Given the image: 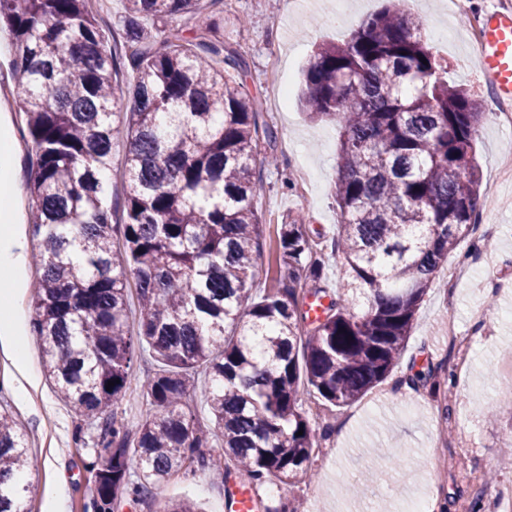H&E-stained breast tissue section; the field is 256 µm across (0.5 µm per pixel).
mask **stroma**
Segmentation results:
<instances>
[{
	"instance_id": "1",
	"label": "stroma",
	"mask_w": 512,
	"mask_h": 512,
	"mask_svg": "<svg viewBox=\"0 0 512 512\" xmlns=\"http://www.w3.org/2000/svg\"><path fill=\"white\" fill-rule=\"evenodd\" d=\"M226 0L224 40L239 49L247 83L263 102L261 120L277 132L278 165L262 168L256 206L264 223L302 212L310 231L333 235L341 221L334 195L338 125L311 120L298 101L301 69L321 44H340L382 0ZM444 0H406V9L427 25L428 43L448 64L449 83L468 89L492 111L495 99L479 83L474 46L464 16L443 9ZM487 187L480 198L483 221L449 258L462 268L454 288L435 276L421 302L399 365L390 376L351 406H320L310 421L327 425L325 453L312 457L310 481L262 489L278 512H405L415 498L438 496L446 512H492L495 498L512 499V179L497 177L496 160L512 152V129L485 121L475 141ZM310 175L301 196L296 164ZM453 322L472 347L462 366L444 336ZM433 368L453 376L447 424L437 419L441 399L429 389L397 394L410 368ZM22 381L16 359L0 350V405L13 415L29 441L36 463L30 470L29 512H84L92 496L91 458L74 437L84 421L57 395L45 370L25 383L26 401L15 389ZM23 382V381H22ZM360 485L342 493L344 478ZM59 484L54 500L45 488ZM186 500L200 512H224V477L205 471L176 475L143 501L125 500L119 512H162Z\"/></svg>"
}]
</instances>
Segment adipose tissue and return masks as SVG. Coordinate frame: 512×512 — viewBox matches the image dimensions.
<instances>
[{
    "label": "adipose tissue",
    "instance_id": "adipose-tissue-1",
    "mask_svg": "<svg viewBox=\"0 0 512 512\" xmlns=\"http://www.w3.org/2000/svg\"><path fill=\"white\" fill-rule=\"evenodd\" d=\"M15 137L4 115L0 114V348L22 363L27 376L36 370L28 359L23 313L14 305V291L4 278L20 276L28 264V248L16 221L13 199L18 188L14 169Z\"/></svg>",
    "mask_w": 512,
    "mask_h": 512
}]
</instances>
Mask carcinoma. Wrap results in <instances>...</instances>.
<instances>
[{
	"mask_svg": "<svg viewBox=\"0 0 512 512\" xmlns=\"http://www.w3.org/2000/svg\"><path fill=\"white\" fill-rule=\"evenodd\" d=\"M91 2L0 0L14 100L36 156L27 180L39 272L33 332L62 399L87 425L106 421L82 442L97 477L85 509L115 512L179 473L218 471L256 492L305 482L327 435L305 401L348 406L390 375L433 276L476 226L474 144L489 113L448 84L425 21L404 0H386L303 69L304 110L342 128L336 237L317 242L302 215L288 214L268 240L254 174L278 162L277 136L259 122L245 60L224 44L214 14L201 0H125L116 51ZM122 68L133 74L125 87ZM120 140L119 195L98 174ZM265 254L273 276L257 294ZM333 258L345 277L330 292L321 282ZM311 298L328 300L315 319ZM138 351L161 369L135 378ZM201 366L219 455L212 431L185 410ZM411 381L448 396L432 371ZM133 388L159 409L135 425L115 411ZM31 466L24 434L0 408V512H28L15 475Z\"/></svg>",
	"mask_w": 512,
	"mask_h": 512,
	"instance_id": "cac0c4a2",
	"label": "carcinoma"
}]
</instances>
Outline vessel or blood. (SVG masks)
Returning <instances> with one entry per match:
<instances>
[{
    "label": "vessel or blood",
    "mask_w": 512,
    "mask_h": 512,
    "mask_svg": "<svg viewBox=\"0 0 512 512\" xmlns=\"http://www.w3.org/2000/svg\"><path fill=\"white\" fill-rule=\"evenodd\" d=\"M480 77L500 104L512 105V0H502L499 8L482 19V38L475 48ZM255 494L234 487L224 495V512H251Z\"/></svg>",
    "instance_id": "b4317fda"
}]
</instances>
